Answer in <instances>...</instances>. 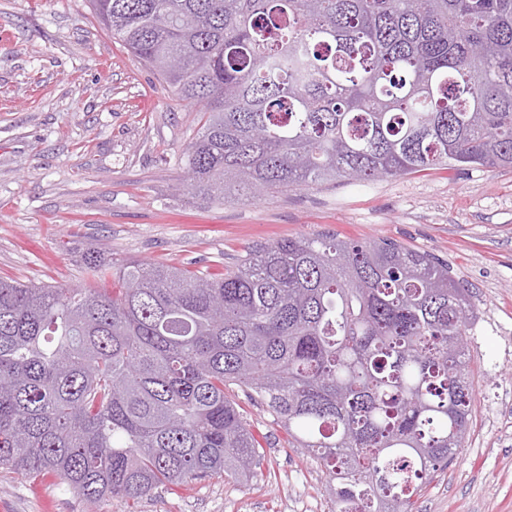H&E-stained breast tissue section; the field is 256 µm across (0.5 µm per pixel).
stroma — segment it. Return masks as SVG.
<instances>
[{"mask_svg":"<svg viewBox=\"0 0 512 512\" xmlns=\"http://www.w3.org/2000/svg\"><path fill=\"white\" fill-rule=\"evenodd\" d=\"M200 115L113 39L87 0H0V278L73 287L95 247L215 273L286 237L390 239L472 292L470 432L414 512H512V168L339 180L257 200L182 191ZM264 457L234 477L87 503L53 473L0 469V512H331L323 468L238 386Z\"/></svg>","mask_w":512,"mask_h":512,"instance_id":"35a3bbf8","label":"stroma"}]
</instances>
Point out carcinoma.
Here are the masks:
<instances>
[{"mask_svg": "<svg viewBox=\"0 0 512 512\" xmlns=\"http://www.w3.org/2000/svg\"><path fill=\"white\" fill-rule=\"evenodd\" d=\"M202 112L209 202L433 168H512V0H89ZM0 280V467L85 501L233 476L263 453L234 384L324 468L335 512H413L470 428L469 289L388 239H280L224 273L81 255Z\"/></svg>", "mask_w": 512, "mask_h": 512, "instance_id": "obj_1", "label": "carcinoma"}]
</instances>
